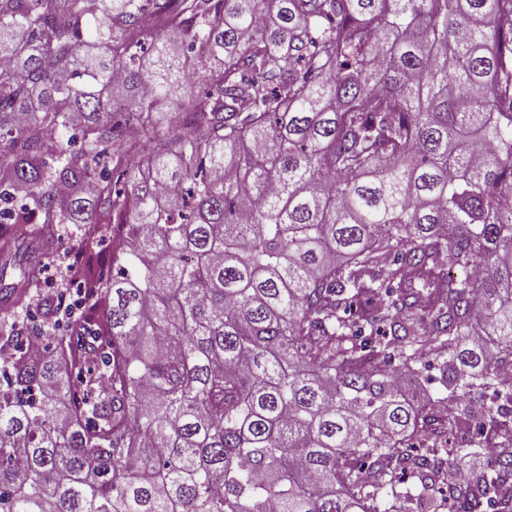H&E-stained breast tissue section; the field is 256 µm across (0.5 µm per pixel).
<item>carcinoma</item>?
Wrapping results in <instances>:
<instances>
[{"mask_svg": "<svg viewBox=\"0 0 512 512\" xmlns=\"http://www.w3.org/2000/svg\"><path fill=\"white\" fill-rule=\"evenodd\" d=\"M1 58L0 512H512V0H0ZM440 372L431 369L419 377L403 374L402 379L406 387L413 393L417 394L425 401H434L438 398L447 396L443 386L439 382Z\"/></svg>", "mask_w": 512, "mask_h": 512, "instance_id": "obj_1", "label": "carcinoma"}]
</instances>
